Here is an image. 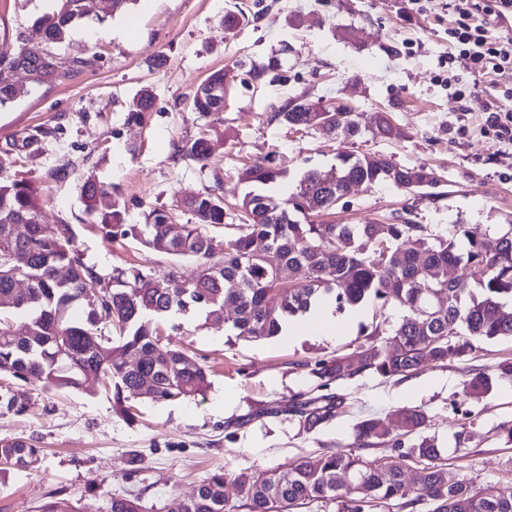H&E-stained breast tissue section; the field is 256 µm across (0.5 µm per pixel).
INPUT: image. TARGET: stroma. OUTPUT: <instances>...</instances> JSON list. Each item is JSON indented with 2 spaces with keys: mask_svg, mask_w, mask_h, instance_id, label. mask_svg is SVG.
<instances>
[{
  "mask_svg": "<svg viewBox=\"0 0 512 512\" xmlns=\"http://www.w3.org/2000/svg\"><path fill=\"white\" fill-rule=\"evenodd\" d=\"M54 0H0V44L42 40L34 18ZM240 15L225 29V13ZM460 0H435L418 10L414 0H134L104 20H85L55 45L60 58L91 60L70 78L37 84L25 73L20 95L0 105V181L25 180L42 195L41 221L71 230L85 262L103 275L135 265L155 277L177 261L128 240L112 241L98 216L119 208L125 223L141 224L153 208L176 210L190 221L184 199L212 190L224 202L226 222L237 219L249 186L244 166L262 167L279 152L286 176L274 187L289 195L303 172L332 173L341 152L385 155L400 165L424 166L440 181L436 200L413 202L395 186H355L339 201L330 222H396L408 216L437 233L462 224L491 231L512 222V142L498 140L484 102L512 89V71L489 77L462 55H450L448 30L463 21ZM265 66L260 78L255 67ZM230 71L219 120L191 112L188 100L205 77ZM153 108L146 124L127 122L142 91ZM333 108L351 106L361 130L327 137L294 133L273 113L296 100ZM390 113L401 130L395 139L373 136L378 113ZM59 127L39 148L20 151L32 129ZM208 132L212 157L200 166L178 157L176 147ZM111 186L98 215L81 200L86 179ZM405 311L368 302L343 312V328L327 336H235L233 309L222 318H191L182 345L206 365L205 397L156 403L132 396L134 418L117 415L112 393L94 382L79 390H44L36 380L4 376L0 391L24 402L18 413L0 408V439L21 438L40 450L38 470L0 468V512H39L53 498L95 508L117 497L139 499L144 512H168L173 497H187L214 472L228 475L350 452L362 419L413 406L429 418L440 460L473 490L512 495V378L495 381L485 396L462 391L469 370L493 372L512 358V339L478 342L464 359L448 358L406 377L364 373L334 385L343 397L335 418L308 431L280 409L310 394L309 362L355 356L373 330L390 333Z\"/></svg>",
  "mask_w": 512,
  "mask_h": 512,
  "instance_id": "obj_1",
  "label": "stroma"
}]
</instances>
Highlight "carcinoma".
<instances>
[{
    "mask_svg": "<svg viewBox=\"0 0 512 512\" xmlns=\"http://www.w3.org/2000/svg\"><path fill=\"white\" fill-rule=\"evenodd\" d=\"M96 15L93 0H55L52 12L36 19L43 42L30 46L16 36L15 49H0V104L15 99L19 89L6 73L19 63L30 71L43 68L51 47L62 42L70 28ZM91 65L88 59L59 61L54 77L68 78ZM224 70L212 72L189 100L201 116L224 112L223 99L212 94L224 89ZM152 107L151 94L133 101L127 120L143 124ZM300 100L272 119L290 128L319 130L326 136L341 130L359 132L357 113L341 104L328 112L310 111ZM177 154L206 167L210 141L187 140ZM284 174L278 155L261 168H245L241 179L259 188L276 183ZM391 183L420 199L438 184L423 166L406 167L383 155L342 154L336 179L324 183L320 173L307 171L294 192L282 202L261 191L247 193L240 204L239 223H224V203L206 191L187 198L183 207L192 216L175 224L163 208L149 211L144 224L123 223L115 208L100 216L112 239L131 238L146 248L177 259H190L196 274L186 280L176 270L156 279L141 267L115 268L104 277L86 264L73 234L56 233L40 222V193L24 181L0 183V374L20 380L38 379L49 389H77L88 377L103 378L112 390L118 414L132 418L127 394L145 388L154 402H174L205 396L209 370L183 348L162 340L159 326L169 335L183 333L177 317L194 311L206 315L228 304L235 310L232 329L254 340L279 335L292 318L306 314L320 301L342 311L375 299L406 310L390 337L362 349L353 361L344 355L311 364L315 389L321 395L294 397L285 411L299 417L308 430L336 416L338 396L332 385L364 372L382 377H406L426 364L455 356L463 358L479 341L512 337V224L478 233L462 224L449 236L433 234L423 224H307L297 215L332 210L330 201L346 185ZM106 188L94 180L82 186L85 211L97 213ZM25 232L17 231V225ZM464 269L479 288L468 293L448 270ZM15 312L31 316L24 330L10 320ZM456 333L448 335V323ZM494 376L472 372L464 393L480 398L493 386ZM427 414L402 407L389 417H371L355 426L353 447L376 440L399 453L369 460L359 453H325L316 461L293 463L261 473L228 476L214 473L189 498L176 497L169 512H290L305 500H342L343 512H373L381 503L406 497L403 461L423 463L421 497L430 512H512V496L478 494L449 474L439 463L435 439L424 435ZM403 435L417 436L407 452L392 436V424ZM38 448L28 441L0 439V463L33 469ZM110 512H143L137 499L114 498ZM41 512H89L88 506L67 499L45 503Z\"/></svg>",
    "mask_w": 512,
    "mask_h": 512,
    "instance_id": "obj_1",
    "label": "carcinoma"
}]
</instances>
